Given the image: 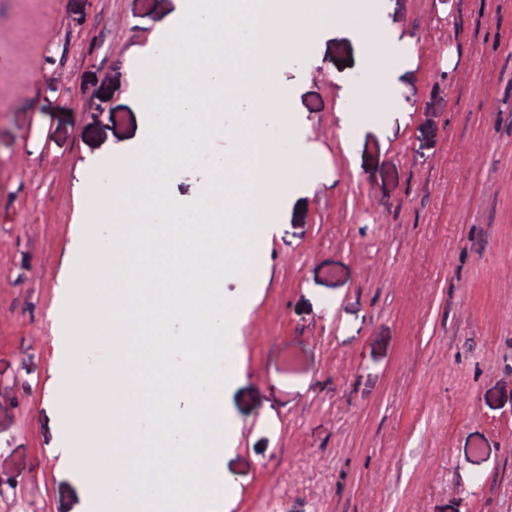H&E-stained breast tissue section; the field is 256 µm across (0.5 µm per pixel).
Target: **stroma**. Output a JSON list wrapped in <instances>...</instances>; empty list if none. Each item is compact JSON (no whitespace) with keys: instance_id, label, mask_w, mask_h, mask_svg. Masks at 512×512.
<instances>
[{"instance_id":"35a3bbf8","label":"stroma","mask_w":512,"mask_h":512,"mask_svg":"<svg viewBox=\"0 0 512 512\" xmlns=\"http://www.w3.org/2000/svg\"><path fill=\"white\" fill-rule=\"evenodd\" d=\"M389 96L342 36L279 70L316 148L251 278L223 512H512V0H385ZM177 0H0V512H85L56 314L97 156ZM373 113L364 128L345 115Z\"/></svg>"}]
</instances>
